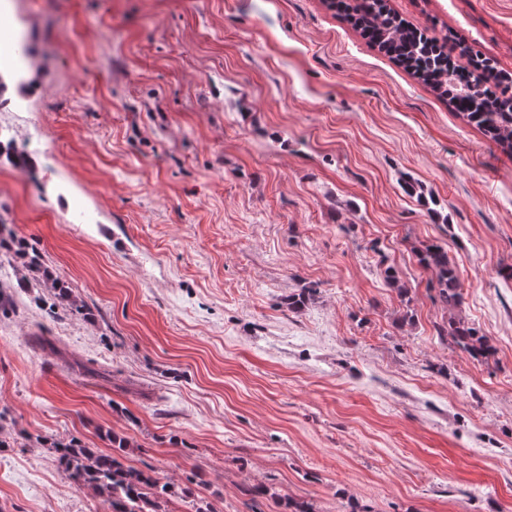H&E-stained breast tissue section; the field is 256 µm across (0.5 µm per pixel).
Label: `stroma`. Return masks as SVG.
<instances>
[{
  "label": "stroma",
  "mask_w": 512,
  "mask_h": 512,
  "mask_svg": "<svg viewBox=\"0 0 512 512\" xmlns=\"http://www.w3.org/2000/svg\"><path fill=\"white\" fill-rule=\"evenodd\" d=\"M390 5L512 72V0ZM13 27L33 84L0 129L37 175L0 156V222L92 316L0 260V512H111L49 447L106 429L193 490L173 512H283L258 483L315 512H512L511 155L324 0H8ZM434 239L488 361L435 332L411 250Z\"/></svg>",
  "instance_id": "stroma-1"
}]
</instances>
